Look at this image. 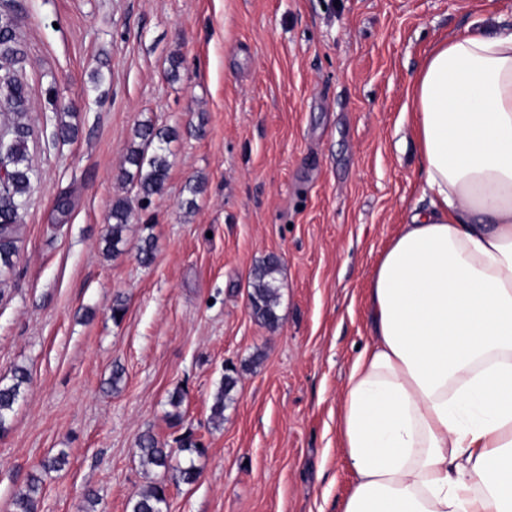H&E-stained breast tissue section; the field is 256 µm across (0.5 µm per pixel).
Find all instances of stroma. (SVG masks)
Instances as JSON below:
<instances>
[{
	"mask_svg": "<svg viewBox=\"0 0 512 512\" xmlns=\"http://www.w3.org/2000/svg\"><path fill=\"white\" fill-rule=\"evenodd\" d=\"M36 173L0 269V380L31 382L0 436V512L40 474L37 512H127L153 482L168 512H341L352 473L336 412L368 288L424 208L407 92L431 47L512 0H8ZM182 64L170 78V60ZM57 89L76 140L42 106ZM175 130L162 194L103 251L137 122ZM72 210L59 221V198ZM152 239L154 260L139 261ZM280 260L279 320L256 321L254 268ZM125 311L112 318V303ZM124 369L118 390L107 381ZM239 381L209 421L226 366ZM182 390V420L168 398ZM153 433L191 485L141 466ZM192 435L206 450L180 449ZM66 451L60 472L40 462Z\"/></svg>",
	"mask_w": 512,
	"mask_h": 512,
	"instance_id": "35a3bbf8",
	"label": "stroma"
}]
</instances>
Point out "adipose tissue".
<instances>
[{
    "mask_svg": "<svg viewBox=\"0 0 512 512\" xmlns=\"http://www.w3.org/2000/svg\"><path fill=\"white\" fill-rule=\"evenodd\" d=\"M408 98L430 205L369 288L337 414L343 512H512V23L436 43Z\"/></svg>",
    "mask_w": 512,
    "mask_h": 512,
    "instance_id": "ef3b65f1",
    "label": "adipose tissue"
}]
</instances>
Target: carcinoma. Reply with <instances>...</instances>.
<instances>
[{"mask_svg":"<svg viewBox=\"0 0 512 512\" xmlns=\"http://www.w3.org/2000/svg\"><path fill=\"white\" fill-rule=\"evenodd\" d=\"M21 62L19 37L14 33H0V114L5 116L0 127L9 130V136L0 149V156L9 169V177L0 185V267L13 265L22 225V211L35 177L27 158L28 125L24 117L29 112L28 98L23 85L10 78V71ZM174 137L175 131L172 129H159L149 121L137 124L134 130L136 141L126 154L125 163L128 167L123 169L122 181L135 190V198L139 202L148 201L163 191L170 169L169 155L164 144ZM133 199L123 196L112 202L109 212L112 224L104 238L105 250L109 254L120 252L122 231L129 222ZM278 270V258H268L254 269L252 291L248 293L253 315L270 326L278 321L276 307L279 294L275 277ZM29 381L28 369L16 367L11 382L0 383V434L9 430L14 405ZM237 383L236 371L224 374L211 406L210 421L214 426L219 427L223 423L224 410L233 401L232 392ZM138 451L140 463L147 469L165 472L173 470L175 479L188 485L195 483L199 477V469L192 464L185 467L172 466V451L150 432L140 436ZM40 483V478L30 476L26 486L15 495V512H37ZM166 503V485L154 482L132 498L128 507L130 512H159Z\"/></svg>","mask_w":512,"mask_h":512,"instance_id":"obj_1","label":"carcinoma"}]
</instances>
